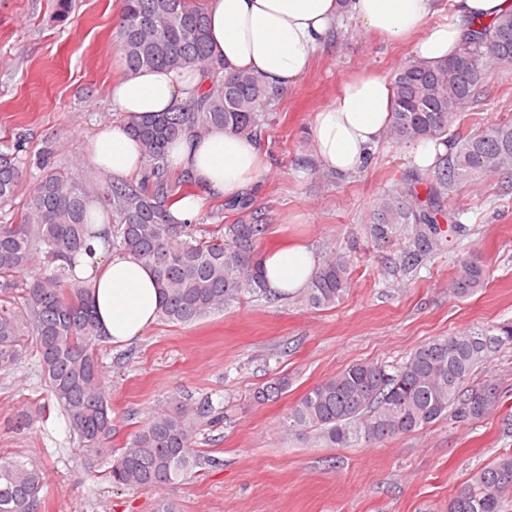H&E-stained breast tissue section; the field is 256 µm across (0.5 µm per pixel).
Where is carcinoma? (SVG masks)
I'll return each mask as SVG.
<instances>
[{
	"instance_id": "obj_1",
	"label": "carcinoma",
	"mask_w": 512,
	"mask_h": 512,
	"mask_svg": "<svg viewBox=\"0 0 512 512\" xmlns=\"http://www.w3.org/2000/svg\"><path fill=\"white\" fill-rule=\"evenodd\" d=\"M120 12L115 42L125 74L178 66L198 72L202 83L171 112L147 120L126 117L144 160L135 179L101 173L91 192L79 172L50 162L52 147L33 157L22 154L20 144L11 153L0 152V206L11 201L31 169L37 170L20 220L0 216V292L21 290L16 306L0 307V368L19 365L26 339H32L52 399L82 447L108 460L112 488L157 492L174 487L200 463L194 447L197 418L213 423L219 418L206 403L193 412L171 399L125 447L109 446L112 406L95 352L101 330L87 287L67 262L87 248L97 212L112 216V248L152 268L162 298L160 317L167 323L191 324L245 294L264 292L259 246L268 225L254 217L225 224L216 211L208 215L216 225L206 238L197 236L191 222H172L168 206L187 194L192 180L170 167L166 148L186 133L202 136L214 127L260 138L273 120L265 108L280 93L248 73L226 77L211 63L204 0H121ZM491 65H512V11L481 26L451 58L429 66L411 57L392 78L394 107L386 137L401 144L445 139L453 146L442 167L427 177L407 174L369 214L367 231L375 246L383 248L397 237L403 241L394 259L403 268L465 231L442 192L448 182L512 174L511 120L463 137L452 130L472 109ZM486 280L479 258L461 256L448 288L467 298ZM351 287L347 258L331 252L303 289L302 302L311 309L332 308ZM505 344H512V320L428 341L398 367L349 365L312 386L290 409L284 427L313 431L330 447H348L381 443L448 418L472 424L494 409L500 393L490 381L471 385L469 380ZM290 386L288 375H276L257 387L252 399L277 401ZM44 487L37 466L0 458V512H37ZM509 498L511 453L477 469L448 501V512H503Z\"/></svg>"
}]
</instances>
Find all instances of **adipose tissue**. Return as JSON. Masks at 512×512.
<instances>
[{
	"label": "adipose tissue",
	"instance_id": "obj_1",
	"mask_svg": "<svg viewBox=\"0 0 512 512\" xmlns=\"http://www.w3.org/2000/svg\"><path fill=\"white\" fill-rule=\"evenodd\" d=\"M512 10V0H453L439 16L437 0H205L211 60L223 71H248L280 89L297 86L314 54L324 47L343 15L359 28L393 42H407L412 55L435 65L456 54L480 24ZM187 70L168 67L126 76L112 86V103L123 121L99 126L87 155L98 167L125 178L142 169V154L129 135L126 116L168 112L197 84ZM393 105L390 81L367 71L346 82L336 97L316 109L309 129L310 158L340 177L354 174L382 142ZM174 167L190 173L198 194L170 209L175 222L196 217L205 194L233 198L259 182L266 171L258 139L212 129L187 135L170 149ZM92 254L73 265L89 282V298L103 336L115 344L137 340L157 320L161 296L151 267L129 254L92 242ZM264 284L274 295L306 288L319 265L302 243L265 252Z\"/></svg>",
	"mask_w": 512,
	"mask_h": 512
}]
</instances>
